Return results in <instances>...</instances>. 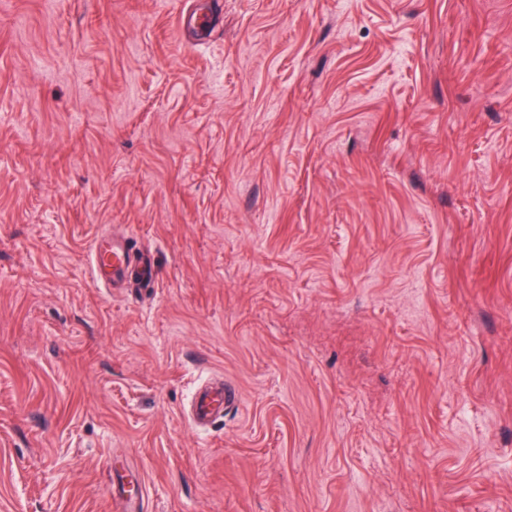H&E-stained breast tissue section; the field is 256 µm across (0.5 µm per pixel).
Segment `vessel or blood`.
Listing matches in <instances>:
<instances>
[{
  "mask_svg": "<svg viewBox=\"0 0 512 512\" xmlns=\"http://www.w3.org/2000/svg\"><path fill=\"white\" fill-rule=\"evenodd\" d=\"M90 270L98 286L117 293L130 288H154L158 277L153 251L138 248L132 236L116 231L100 234L94 240ZM236 400L237 392L232 386L207 385L195 392L188 415L195 426L205 428L222 419Z\"/></svg>",
  "mask_w": 512,
  "mask_h": 512,
  "instance_id": "1",
  "label": "vessel or blood"
}]
</instances>
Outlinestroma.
<instances>
[{"mask_svg":"<svg viewBox=\"0 0 512 512\" xmlns=\"http://www.w3.org/2000/svg\"><path fill=\"white\" fill-rule=\"evenodd\" d=\"M115 455L140 512H512V0H0V512ZM90 270L98 286L116 293L155 288L158 277L154 252L138 248L132 236L116 231L101 233L94 240ZM237 400L236 390L221 380L219 384L199 388L191 401L188 415L193 424L200 428L209 427L224 418V412Z\"/></svg>","mask_w":512,"mask_h":512,"instance_id":"1","label":"stroma"}]
</instances>
